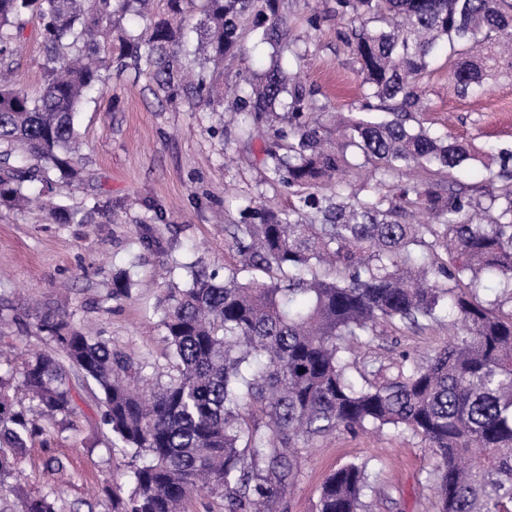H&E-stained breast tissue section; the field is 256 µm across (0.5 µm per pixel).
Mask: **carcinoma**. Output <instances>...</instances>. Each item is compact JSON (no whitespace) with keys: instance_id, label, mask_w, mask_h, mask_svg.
I'll return each instance as SVG.
<instances>
[{"instance_id":"cac0c4a2","label":"carcinoma","mask_w":512,"mask_h":512,"mask_svg":"<svg viewBox=\"0 0 512 512\" xmlns=\"http://www.w3.org/2000/svg\"><path fill=\"white\" fill-rule=\"evenodd\" d=\"M278 2L0 0V70L29 16L46 51L39 96L0 80V205L31 202L36 184L50 203L80 181L81 106L112 70L129 68L152 78L157 98H184L197 112L232 99L240 137L265 141L269 179L299 194L296 206L249 207L225 226L239 260L224 280L186 264L189 285L160 304L175 374L148 395L137 385L142 362L62 317L37 324L54 351L32 354L17 385L35 406L17 408L13 376L0 374V488L19 512H58L60 493L26 491L20 463L44 434L37 416L73 412L72 370L97 390L111 445L147 457L132 465L127 495L106 490L112 512H181L204 491L225 493L228 512H272L301 443L367 426L426 443L438 512H512V310L476 293L488 276L512 304V152L499 155L500 171L486 169L484 207L454 188L474 161L469 147L416 117L420 80L444 51L456 95L483 86L497 48L512 46V0H335L367 94L360 115L337 122L334 146L312 118L313 90L279 64L260 75L246 66L226 95L214 90L246 23L288 47ZM366 166L378 185L395 181L392 194L346 196L333 184ZM411 168L427 178L397 182ZM449 318L456 336L422 362L374 374L351 358L381 327ZM367 488L365 467L344 465L322 484L317 512H362Z\"/></svg>"}]
</instances>
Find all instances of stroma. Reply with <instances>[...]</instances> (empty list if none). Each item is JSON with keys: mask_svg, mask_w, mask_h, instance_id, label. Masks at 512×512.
<instances>
[{"mask_svg": "<svg viewBox=\"0 0 512 512\" xmlns=\"http://www.w3.org/2000/svg\"><path fill=\"white\" fill-rule=\"evenodd\" d=\"M333 0H280V12L296 42L297 57L285 68L315 92L314 103L327 128L337 113L355 112L364 93L356 57L337 21ZM318 27H311L313 10ZM45 52L38 18H29L15 45L12 65L29 95L44 86ZM422 81V117L449 140L470 145L477 159L457 178L481 187L485 166H496L499 151H512V67L500 64L484 87L467 97L448 84V59ZM83 141V181L61 203L84 207L100 194L101 209L86 224H61L47 208L22 211L0 206V372L21 369L20 356L48 349L35 324L61 314L83 333L109 341L113 351L146 362L144 387L171 371V353L155 307L185 285L171 272L173 260H187L223 272L235 257L224 242V227L242 220L249 204L281 210L296 195L268 181L260 145L245 147L222 112H193L187 104L158 101L147 76L113 74L88 99L78 117ZM150 230L152 245L140 244ZM123 275L128 296L113 299L112 280ZM451 324L407 329L377 337L368 353L374 365L421 361L455 334ZM69 429L45 425L28 447L24 480L28 489L61 493L62 512H110L106 481L129 488L131 454L109 448L100 427V403L87 392L75 398ZM67 461L63 471L44 465L49 456ZM366 465L370 489L366 512H437L426 478L433 456L421 438L393 430L337 429L309 441L296 456L295 476L285 484L277 512H317L322 483L337 468Z\"/></svg>", "mask_w": 512, "mask_h": 512, "instance_id": "obj_1", "label": "stroma"}]
</instances>
